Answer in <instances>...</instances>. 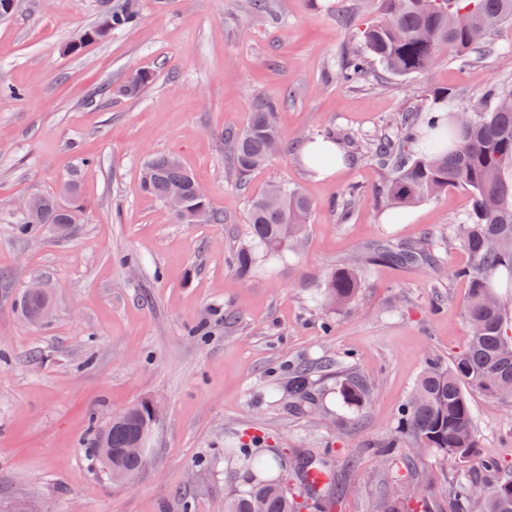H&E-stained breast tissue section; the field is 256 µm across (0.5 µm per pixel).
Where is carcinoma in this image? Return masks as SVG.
<instances>
[{
    "instance_id": "obj_1",
    "label": "carcinoma",
    "mask_w": 512,
    "mask_h": 512,
    "mask_svg": "<svg viewBox=\"0 0 512 512\" xmlns=\"http://www.w3.org/2000/svg\"><path fill=\"white\" fill-rule=\"evenodd\" d=\"M377 17L363 32L362 49L352 53L339 69L338 77L354 84L374 66L398 76H415L429 71L443 57L469 63L498 50L494 35L512 23V0H377ZM139 21L137 0H124L108 14V29L94 25L84 31L85 41L68 45L77 54L90 42L102 41L114 30L134 27ZM154 79L153 72L138 70L112 89L123 97H136ZM450 92L433 90L422 112L405 111L394 119L379 138L361 143L346 133L349 148L379 160L389 169L387 179L373 195L387 203L389 219L397 220L398 209L426 201L448 187L465 190L471 208L464 223L448 237V246L459 244L471 255V264L454 275L467 280L469 288L464 316L468 326L465 349L448 363L430 357L403 405L402 431L388 438L378 456L384 466L395 465L393 488L377 501L374 512H418L428 508L425 498H404L398 494L415 475L400 473L396 448L408 443L430 448L444 460L468 462L477 448L474 412L470 393L512 402V309L501 292L512 287V89L493 84L483 94V107L462 123L459 112L447 108ZM277 104L255 96L250 117L241 130L229 131L224 142L229 150V169L242 180L269 162L285 139L277 122ZM197 180L171 156H155L142 169L145 195L161 203L173 194L186 205L204 211L203 222L222 224L224 216L210 200L196 194ZM313 204L296 187L272 184L252 197L248 209L246 241L235 251L230 265L241 277L252 274L264 259L283 258L295 253L306 232ZM84 213L85 204L77 190L63 195H43L31 217L18 221L19 230L31 233L48 224H69L76 228L73 212ZM433 253L426 241L405 247L384 244L377 252L383 261L411 265L428 261ZM362 288L359 271L340 265L324 274L320 297L333 309L350 304ZM338 394L351 408L364 406L370 397L367 384L353 369L338 371ZM288 397L301 413L321 416L326 408L311 393L306 369H297L288 380ZM154 420L146 405L133 416L117 422L104 434L95 431L90 453L102 462L100 444L112 450V464L131 472L144 460L130 459L125 448L150 431ZM246 462L256 485L245 495L224 501V512H328L349 492L348 486L328 482L315 488L306 482L309 471H327L325 460L297 455L291 477L302 480L300 489H290L271 475L280 468L275 458L249 455ZM496 480L485 492L461 480L448 489L453 512H512V478L495 461L485 464Z\"/></svg>"
}]
</instances>
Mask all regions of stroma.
Returning a JSON list of instances; mask_svg holds the SVG:
<instances>
[{
  "mask_svg": "<svg viewBox=\"0 0 512 512\" xmlns=\"http://www.w3.org/2000/svg\"><path fill=\"white\" fill-rule=\"evenodd\" d=\"M121 0H18L0 21V512H224L245 494L249 445L271 457L292 450L326 460L351 487L336 512H372L385 497L378 445L398 435L401 409L428 356L448 361L467 345L462 246L439 264L372 259L382 241L447 237L470 207L451 188L388 221L372 189L388 171L367 156L333 178L302 168L293 142L328 130L379 137L428 90L448 108H475L492 83L512 85V26L499 53L462 65L439 61L414 77L334 80L376 15L375 0H138L140 22L78 54L65 45ZM155 71L138 97L100 96L140 68ZM278 99L284 153L244 182L228 176L224 133L242 128L253 96ZM178 156L203 186L220 224H183L140 187L143 163ZM275 182L299 187L314 208L297 257L261 262L248 278L227 259L246 233L250 199ZM74 185L87 210L65 237L21 234L4 223L27 198ZM364 204L342 213L350 186ZM358 264L350 306L323 310L315 279ZM43 286L51 318L29 319L27 287ZM235 312L234 322L224 319ZM371 386L346 407L333 361ZM307 367L332 413L315 421L290 406V374ZM143 400L160 412L143 467L107 480L86 452L93 429ZM479 448L466 465L428 448L413 462L430 512H449L448 488L480 479L483 461L512 469V403L472 394Z\"/></svg>",
  "mask_w": 512,
  "mask_h": 512,
  "instance_id": "1",
  "label": "stroma"
}]
</instances>
